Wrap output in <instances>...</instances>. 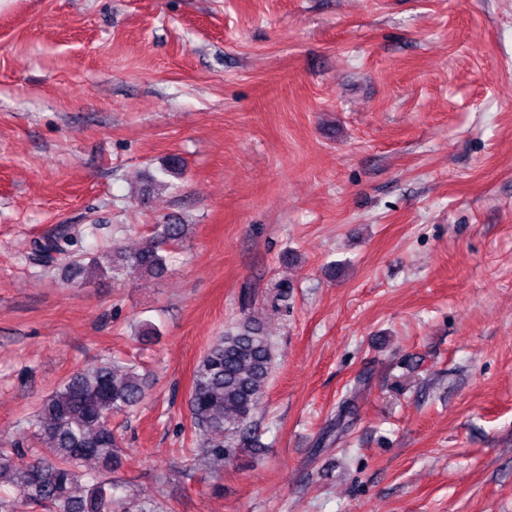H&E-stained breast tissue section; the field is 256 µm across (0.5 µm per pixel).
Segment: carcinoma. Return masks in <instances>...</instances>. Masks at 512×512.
<instances>
[{
	"instance_id": "cac0c4a2",
	"label": "carcinoma",
	"mask_w": 512,
	"mask_h": 512,
	"mask_svg": "<svg viewBox=\"0 0 512 512\" xmlns=\"http://www.w3.org/2000/svg\"><path fill=\"white\" fill-rule=\"evenodd\" d=\"M187 225L156 224L134 252L112 249L108 266L92 257L72 261L75 276H160L166 271L162 246L185 238ZM273 350L270 337L247 318L214 339L197 364L189 397L191 426L198 446L215 461L254 448L252 427L270 381ZM145 384L136 368L105 363L72 374L43 400L33 420L35 437L50 445L53 458L0 448V483L45 512H112V483L102 478L123 464L122 439L112 430V416L138 407ZM93 461L98 471L81 470Z\"/></svg>"
}]
</instances>
